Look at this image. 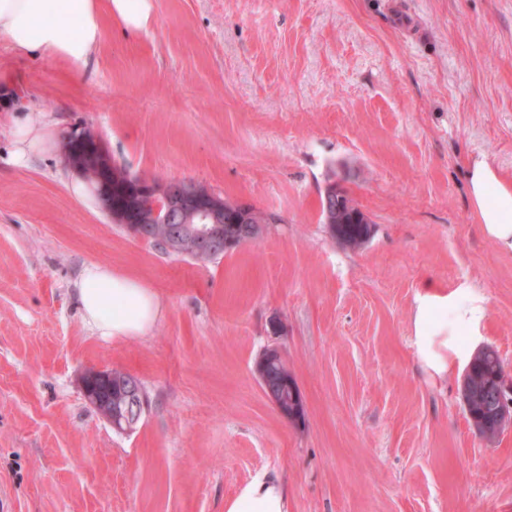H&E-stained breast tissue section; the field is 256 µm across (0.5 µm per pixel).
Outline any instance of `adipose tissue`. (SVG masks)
I'll return each mask as SVG.
<instances>
[{
    "label": "adipose tissue",
    "instance_id": "1",
    "mask_svg": "<svg viewBox=\"0 0 512 512\" xmlns=\"http://www.w3.org/2000/svg\"><path fill=\"white\" fill-rule=\"evenodd\" d=\"M150 9V0H0V36L18 55H47L83 73L100 44L103 13H116L127 27L138 28ZM12 136L17 165L55 146L51 130L26 118L14 121ZM468 187L484 236L512 255V179L481 161L471 167ZM77 303L85 321L115 339L147 333L162 313L157 295L138 279L97 265L82 270ZM488 315L487 298L469 283L444 291L425 282L413 313V344L425 370L445 378L469 366ZM286 505L279 482L257 480L228 501L225 512H286Z\"/></svg>",
    "mask_w": 512,
    "mask_h": 512
}]
</instances>
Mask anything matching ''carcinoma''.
Listing matches in <instances>:
<instances>
[{"instance_id":"cac0c4a2","label":"carcinoma","mask_w":512,"mask_h":512,"mask_svg":"<svg viewBox=\"0 0 512 512\" xmlns=\"http://www.w3.org/2000/svg\"><path fill=\"white\" fill-rule=\"evenodd\" d=\"M321 218L329 225L333 237L351 249H360L368 241L371 221L347 194L340 196L323 195L320 201ZM261 219L253 207L242 209L240 204L224 200V241L234 245L245 243L259 230ZM148 241L156 246L163 245L179 232L177 224H145ZM113 374L122 382L117 398L128 403L127 389L132 385L143 389L140 380L129 373L115 370ZM503 374V367L498 352L478 353L469 368L467 383L466 411L480 435L489 442L496 441L506 428L496 418L499 408L507 406L512 396L500 395L495 380Z\"/></svg>"}]
</instances>
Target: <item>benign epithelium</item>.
Instances as JSON below:
<instances>
[{"instance_id": "1", "label": "benign epithelium", "mask_w": 512, "mask_h": 512, "mask_svg": "<svg viewBox=\"0 0 512 512\" xmlns=\"http://www.w3.org/2000/svg\"><path fill=\"white\" fill-rule=\"evenodd\" d=\"M61 154L68 169L94 188L99 208L115 224L133 226L145 237L142 224H179L183 240L173 243L182 254L210 257L222 252L224 200L209 189L179 180L135 179L112 159L100 135L89 128L67 132ZM282 359L275 348L265 350L256 365L261 386L283 416H288V381L276 393L266 384L267 370ZM112 370L92 369L81 379L84 397L118 430L138 418L112 405Z\"/></svg>"}]
</instances>
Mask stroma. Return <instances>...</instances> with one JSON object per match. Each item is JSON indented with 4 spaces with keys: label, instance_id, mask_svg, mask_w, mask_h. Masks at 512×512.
<instances>
[{
    "label": "stroma",
    "instance_id": "obj_1",
    "mask_svg": "<svg viewBox=\"0 0 512 512\" xmlns=\"http://www.w3.org/2000/svg\"><path fill=\"white\" fill-rule=\"evenodd\" d=\"M103 17L87 73L0 41V512H224L246 485L288 512H512V429L476 430L462 375L415 354L419 287L469 282L512 384V255L484 237L466 171L512 178V0H151ZM87 127L132 174L187 179L264 220L224 256L165 253L87 206L60 152L11 163L15 106ZM336 185L373 223L352 250L321 222ZM157 294L142 336L82 318L84 267ZM283 355L305 420L255 364ZM137 377L120 433L81 377ZM279 360H282V356L277 349L270 348L265 350V353L259 358V364L256 365V372L259 375L261 386L266 396L284 417H288V410H290V405L288 404V401L290 400V393L288 392V378H285L283 381L282 394L272 391L266 384L267 370L277 364ZM283 374L291 377L283 364L280 367L275 365L268 371L269 378L274 386H278L279 381L283 379Z\"/></svg>",
    "mask_w": 512,
    "mask_h": 512
}]
</instances>
